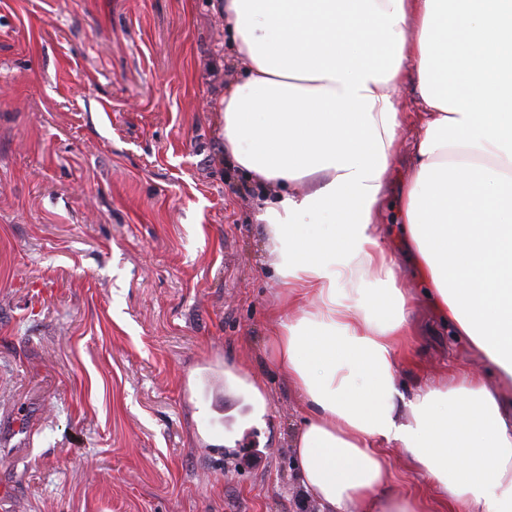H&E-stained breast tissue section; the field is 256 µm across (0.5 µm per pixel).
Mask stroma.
Returning a JSON list of instances; mask_svg holds the SVG:
<instances>
[{
    "mask_svg": "<svg viewBox=\"0 0 512 512\" xmlns=\"http://www.w3.org/2000/svg\"><path fill=\"white\" fill-rule=\"evenodd\" d=\"M218 0H0V512H319ZM413 295L408 391L496 379Z\"/></svg>",
    "mask_w": 512,
    "mask_h": 512,
    "instance_id": "35a3bbf8",
    "label": "stroma"
}]
</instances>
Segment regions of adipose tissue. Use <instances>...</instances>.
<instances>
[{
	"label": "adipose tissue",
	"mask_w": 512,
	"mask_h": 512,
	"mask_svg": "<svg viewBox=\"0 0 512 512\" xmlns=\"http://www.w3.org/2000/svg\"><path fill=\"white\" fill-rule=\"evenodd\" d=\"M224 21L244 68L220 100L226 158L280 188L259 219L305 492L321 512H512V0H224ZM405 84L422 124L402 251L495 391L396 382L410 297L378 219ZM393 448L432 493L390 490Z\"/></svg>",
	"instance_id": "ef3b65f1"
}]
</instances>
